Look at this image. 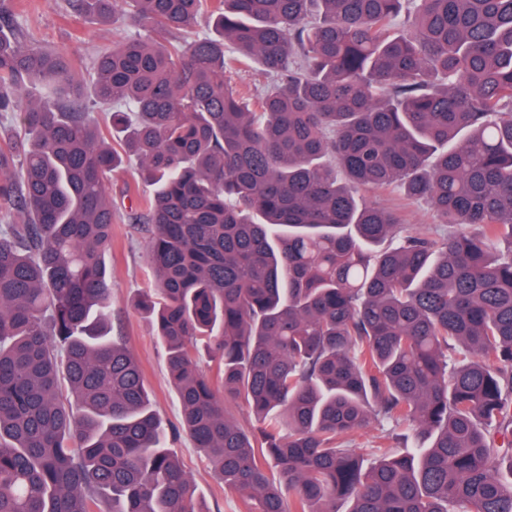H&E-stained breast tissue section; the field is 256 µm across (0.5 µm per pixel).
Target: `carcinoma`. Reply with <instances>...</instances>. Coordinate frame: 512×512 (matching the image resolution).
Returning <instances> with one entry per match:
<instances>
[{"mask_svg": "<svg viewBox=\"0 0 512 512\" xmlns=\"http://www.w3.org/2000/svg\"><path fill=\"white\" fill-rule=\"evenodd\" d=\"M70 4L112 25L85 70L0 15V512H200L108 330L126 156L138 307L244 512H512V0ZM377 199L389 205L399 204L402 207L406 224H412L413 231L420 230L421 224H435V218L423 203L412 202L402 199L398 195L386 193H381Z\"/></svg>", "mask_w": 512, "mask_h": 512, "instance_id": "1", "label": "carcinoma"}]
</instances>
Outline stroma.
I'll use <instances>...</instances> for the list:
<instances>
[{
  "mask_svg": "<svg viewBox=\"0 0 512 512\" xmlns=\"http://www.w3.org/2000/svg\"><path fill=\"white\" fill-rule=\"evenodd\" d=\"M0 9L17 15L44 46L67 52L83 66L89 64L99 45L112 40L110 26L92 18L74 17L69 0H0ZM133 172V166L121 167L113 172L110 184L116 213L112 249L106 256L112 274L110 326L113 335L124 337L140 360L154 408L171 429L179 423L180 408L169 382L165 350L155 336L151 317L134 308L139 292L149 285L150 275L145 262L146 240L130 228L131 216L149 190L143 187L137 193L125 194V185L134 181ZM170 446L192 478L200 507L206 512H238L237 497L219 487L204 456L187 437L171 440Z\"/></svg>",
  "mask_w": 512,
  "mask_h": 512,
  "instance_id": "35a3bbf8",
  "label": "stroma"
}]
</instances>
